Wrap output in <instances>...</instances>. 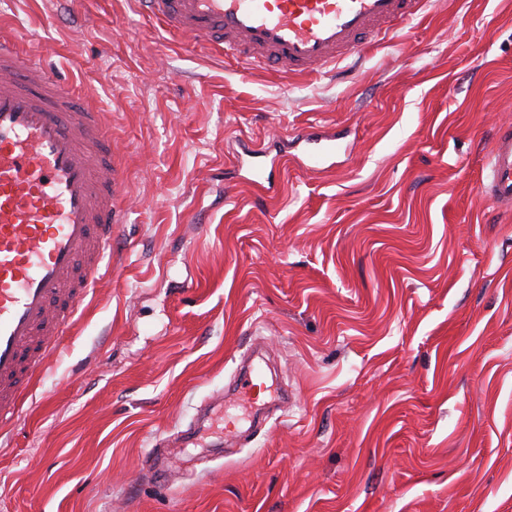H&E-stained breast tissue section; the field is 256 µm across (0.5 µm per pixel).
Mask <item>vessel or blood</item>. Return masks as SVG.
Here are the masks:
<instances>
[{
	"label": "vessel or blood",
	"mask_w": 512,
	"mask_h": 512,
	"mask_svg": "<svg viewBox=\"0 0 512 512\" xmlns=\"http://www.w3.org/2000/svg\"><path fill=\"white\" fill-rule=\"evenodd\" d=\"M198 45L319 75L402 25L424 0H131ZM35 54L0 41V432L112 257L125 172L105 115L77 107ZM484 195L512 205V129L499 134Z\"/></svg>",
	"instance_id": "obj_1"
}]
</instances>
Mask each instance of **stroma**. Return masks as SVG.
Here are the masks:
<instances>
[{"label": "stroma", "mask_w": 512, "mask_h": 512, "mask_svg": "<svg viewBox=\"0 0 512 512\" xmlns=\"http://www.w3.org/2000/svg\"><path fill=\"white\" fill-rule=\"evenodd\" d=\"M0 39L110 114L127 178L0 437V512H512V207L481 188L512 0H426L308 77L129 0H0ZM283 146L260 187L250 150ZM255 343L277 376L228 395Z\"/></svg>", "instance_id": "stroma-1"}]
</instances>
